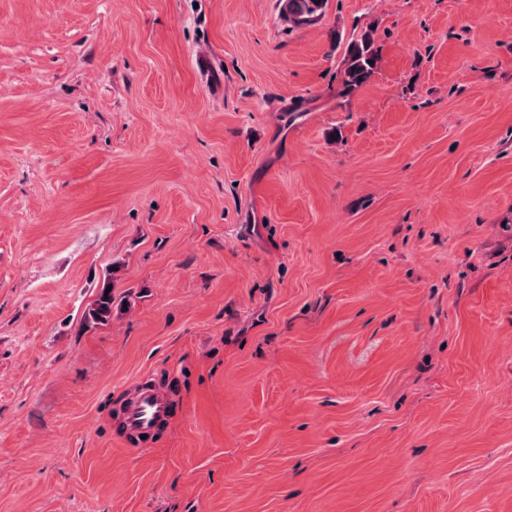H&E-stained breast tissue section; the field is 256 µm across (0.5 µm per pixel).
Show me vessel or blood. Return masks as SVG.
<instances>
[{"mask_svg":"<svg viewBox=\"0 0 512 512\" xmlns=\"http://www.w3.org/2000/svg\"><path fill=\"white\" fill-rule=\"evenodd\" d=\"M171 413L166 393L152 384L136 383L124 404V430L132 437L154 435L164 428Z\"/></svg>","mask_w":512,"mask_h":512,"instance_id":"b4317fda","label":"vessel or blood"}]
</instances>
